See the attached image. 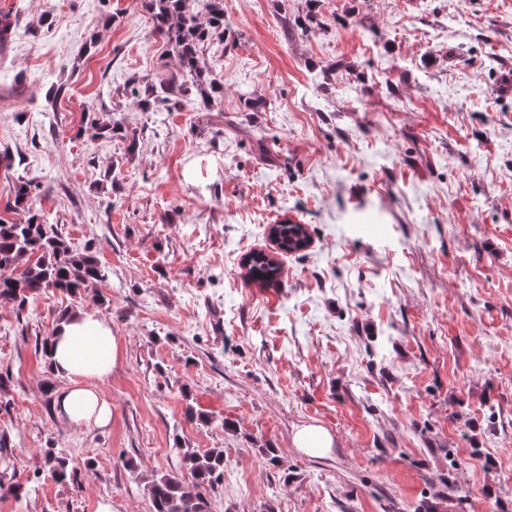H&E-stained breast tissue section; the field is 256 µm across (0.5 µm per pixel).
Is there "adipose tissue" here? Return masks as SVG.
I'll return each mask as SVG.
<instances>
[{
    "label": "adipose tissue",
    "mask_w": 512,
    "mask_h": 512,
    "mask_svg": "<svg viewBox=\"0 0 512 512\" xmlns=\"http://www.w3.org/2000/svg\"><path fill=\"white\" fill-rule=\"evenodd\" d=\"M118 344L110 323L97 312H69L56 326L49 359L66 385L54 398L57 416L69 425H102L110 406L98 384L111 373Z\"/></svg>",
    "instance_id": "1"
}]
</instances>
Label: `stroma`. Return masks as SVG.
Wrapping results in <instances>:
<instances>
[{
  "label": "stroma",
  "mask_w": 512,
  "mask_h": 512,
  "mask_svg": "<svg viewBox=\"0 0 512 512\" xmlns=\"http://www.w3.org/2000/svg\"><path fill=\"white\" fill-rule=\"evenodd\" d=\"M0 11V218L34 180L108 272L0 301L4 480L23 486L0 512H152L178 440L224 451L210 512H512V0H224L209 112L126 91L176 69L140 0ZM94 117L125 137H92ZM285 218L306 249L278 252ZM260 251L278 284L248 277ZM82 308L119 347L101 427L59 421L36 347ZM309 424L327 455L296 448ZM49 448L75 481L43 470Z\"/></svg>",
  "instance_id": "35a3bbf8"
}]
</instances>
